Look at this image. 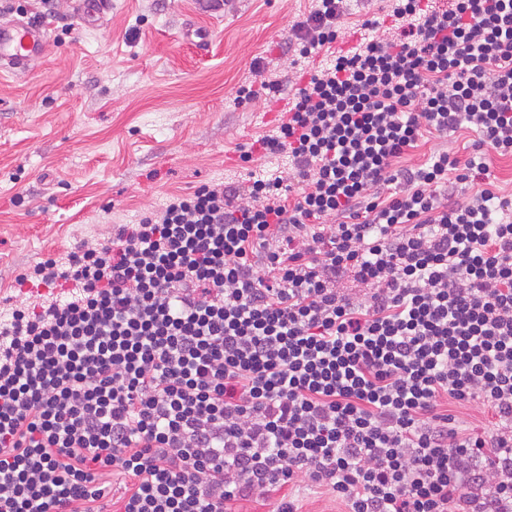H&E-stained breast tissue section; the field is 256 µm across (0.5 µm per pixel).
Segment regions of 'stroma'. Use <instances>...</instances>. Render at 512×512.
<instances>
[{
	"instance_id": "1",
	"label": "stroma",
	"mask_w": 512,
	"mask_h": 512,
	"mask_svg": "<svg viewBox=\"0 0 512 512\" xmlns=\"http://www.w3.org/2000/svg\"><path fill=\"white\" fill-rule=\"evenodd\" d=\"M314 0H231L223 18L194 0H112L99 23L68 0L50 15L46 55L0 73V319L37 301L19 274L82 241L106 240L174 193L287 172L288 158L244 163L239 145L268 133L282 100L238 107V84L264 58L270 80L293 75L284 39ZM472 132L425 135L400 164L437 149L467 157Z\"/></svg>"
}]
</instances>
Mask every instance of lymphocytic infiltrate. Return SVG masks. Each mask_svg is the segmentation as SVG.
Segmentation results:
<instances>
[{"label":"lymphocytic infiltrate","instance_id":"f902f5d3","mask_svg":"<svg viewBox=\"0 0 512 512\" xmlns=\"http://www.w3.org/2000/svg\"><path fill=\"white\" fill-rule=\"evenodd\" d=\"M391 2L394 34L372 16L346 50L344 0L293 25L287 107L239 148L292 184L200 185L18 277L66 295L0 323V512H106L110 475L119 512H299L271 494L301 484L348 512H512V198L486 162L512 156V0ZM461 128L467 159L398 166ZM449 413L456 417V423L462 428L481 429L492 426V416L487 410L484 411L476 404L458 406L448 404Z\"/></svg>","mask_w":512,"mask_h":512}]
</instances>
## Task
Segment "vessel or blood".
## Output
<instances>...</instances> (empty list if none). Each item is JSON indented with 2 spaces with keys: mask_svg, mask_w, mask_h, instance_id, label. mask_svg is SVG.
Masks as SVG:
<instances>
[{
  "mask_svg": "<svg viewBox=\"0 0 512 512\" xmlns=\"http://www.w3.org/2000/svg\"><path fill=\"white\" fill-rule=\"evenodd\" d=\"M48 45L43 23L27 20L0 21V72L18 73L44 57Z\"/></svg>",
  "mask_w": 512,
  "mask_h": 512,
  "instance_id": "b4317fda",
  "label": "vessel or blood"
}]
</instances>
